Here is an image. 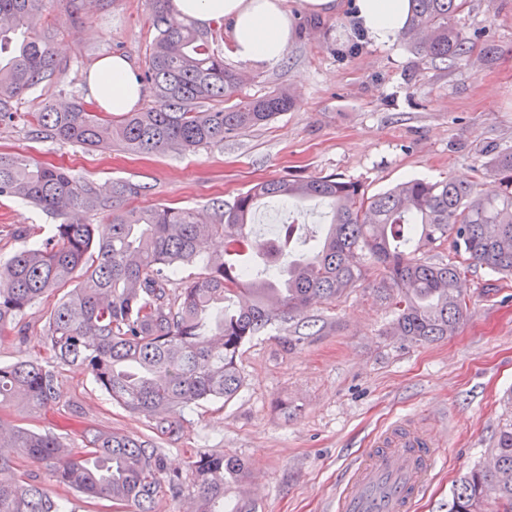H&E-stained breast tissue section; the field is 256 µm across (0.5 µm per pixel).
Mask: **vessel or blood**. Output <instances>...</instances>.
I'll use <instances>...</instances> for the list:
<instances>
[{"label":"vessel or blood","mask_w":512,"mask_h":512,"mask_svg":"<svg viewBox=\"0 0 512 512\" xmlns=\"http://www.w3.org/2000/svg\"><path fill=\"white\" fill-rule=\"evenodd\" d=\"M435 446L415 424L395 423L377 437L366 463L348 479L336 512H407L432 469Z\"/></svg>","instance_id":"vessel-or-blood-1"}]
</instances>
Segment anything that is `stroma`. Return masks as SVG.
Here are the masks:
<instances>
[{"instance_id": "35a3bbf8", "label": "stroma", "mask_w": 512, "mask_h": 512, "mask_svg": "<svg viewBox=\"0 0 512 512\" xmlns=\"http://www.w3.org/2000/svg\"><path fill=\"white\" fill-rule=\"evenodd\" d=\"M294 38L275 66L238 64L240 95L279 87L293 104L276 119L224 144L184 153L131 154L119 146L85 150L35 137L23 121L0 125V152L67 169L96 186L115 180L143 185L129 208L158 204L195 209L209 221L213 200H230L257 183L337 175L368 194L411 178L490 183L488 164L512 148V0H471L459 25L475 47L466 64L424 62L402 42L380 47L356 31L352 6L313 17L287 0ZM150 0H94L75 13L57 11L53 42L59 77L23 96L20 111L69 104L87 95L86 73L106 55L143 69L154 31ZM319 201H272L251 231L275 236L295 222L314 231L329 223ZM58 219L24 201L0 197V264L19 250L20 230L51 235ZM467 315L454 335L422 345L386 336L393 314L376 301L371 281L340 302L309 309L321 335L288 350L278 330L247 343L238 362L243 386L229 401L186 412L183 437L167 446L171 466L185 467L210 448L244 460L257 512H336V492L374 435L399 418L415 421L438 441L437 463L410 512H448L454 484L485 462L512 410V286L487 269L463 282ZM48 297L27 315L28 341L0 343V363L40 358L36 338L55 304ZM58 406L5 417L37 431L64 434L78 407L85 425L148 434V422L112 404L90 376L62 367Z\"/></svg>"}]
</instances>
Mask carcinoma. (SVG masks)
<instances>
[{"instance_id": "carcinoma-1", "label": "carcinoma", "mask_w": 512, "mask_h": 512, "mask_svg": "<svg viewBox=\"0 0 512 512\" xmlns=\"http://www.w3.org/2000/svg\"><path fill=\"white\" fill-rule=\"evenodd\" d=\"M403 43L424 61L458 65L473 44L458 25L468 0H411ZM76 0H0V124L21 117L31 132L87 150L114 144L133 154L190 152L224 140L288 111L283 88L239 101L242 74L224 63V23L169 22L170 0H151L155 31L142 79L154 104L141 112H99L76 101L19 114L14 102L56 79L54 29L30 20ZM498 189L481 184L410 179L369 196L335 175L261 182L231 201L212 203L211 220L190 208L160 205L115 211L142 193L127 180L104 195L93 183L54 165L0 152V197L21 198L64 217L53 233L20 248L0 265V333L18 325L43 298L72 286L51 309L40 341L46 361L0 364V410L45 413L60 401L55 365L90 375L112 403L149 422L137 437L99 427L68 436L36 432L0 416V512H67L52 487L105 499L131 512H154L167 496L191 501L192 512H224V489L247 476L243 461L200 450L183 470L168 467L162 442L179 440L182 413L201 402L228 401L243 385L238 359L246 343L274 326L294 329L288 349L310 334L312 302L334 304L375 265L372 291L393 308L388 335L402 343L433 342L455 333L466 314L461 283L471 268L512 277V149L492 159ZM318 200L331 222L308 255L288 260L293 225L255 249L246 227L269 200ZM111 211L105 236L83 215ZM217 240L224 253L204 257ZM450 244L448 261L422 254ZM255 254L277 268L259 277L244 258ZM201 272L179 283L182 268ZM43 460L49 483L15 468V456ZM492 463L477 466L454 485L448 512H512V423L498 432Z\"/></svg>"}]
</instances>
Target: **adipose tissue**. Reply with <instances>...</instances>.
Here are the masks:
<instances>
[{"label":"adipose tissue","instance_id":"1","mask_svg":"<svg viewBox=\"0 0 512 512\" xmlns=\"http://www.w3.org/2000/svg\"><path fill=\"white\" fill-rule=\"evenodd\" d=\"M353 7L363 35L388 46L406 25L411 0H354ZM171 14L179 22L224 19L225 52L255 67L280 62L293 37L286 0H172ZM87 86L101 109L112 113L132 111L145 95L131 62L118 55L99 58L87 72Z\"/></svg>","mask_w":512,"mask_h":512}]
</instances>
